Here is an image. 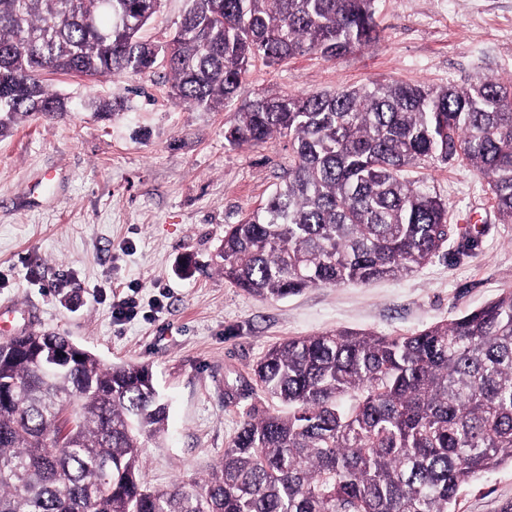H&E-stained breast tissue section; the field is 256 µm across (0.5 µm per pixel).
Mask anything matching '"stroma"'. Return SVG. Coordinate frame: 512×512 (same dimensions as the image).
Listing matches in <instances>:
<instances>
[{"instance_id": "35a3bbf8", "label": "stroma", "mask_w": 512, "mask_h": 512, "mask_svg": "<svg viewBox=\"0 0 512 512\" xmlns=\"http://www.w3.org/2000/svg\"><path fill=\"white\" fill-rule=\"evenodd\" d=\"M187 0H161L143 39L168 41ZM378 41L327 61L299 55L278 67L251 61L241 100L254 92L315 93L373 81L463 85L476 74L512 78V0H378ZM151 78L50 76L54 90L128 99L109 117L86 108L32 116L0 137V310L17 329L67 336L102 363L151 368L169 403L168 433L143 448L155 487L206 477L264 396L227 399V385L273 344L336 327L410 334L512 289V224L488 204L465 165L429 169L458 234L418 271L367 286L309 288L263 300L225 281L217 249L226 225L265 203L291 148L275 137L233 149L232 113L204 112L170 94L165 63ZM479 231L461 248V230ZM70 286L55 285L57 276ZM139 284V314L112 318L125 286ZM512 501V465L463 487L455 512H499Z\"/></svg>"}]
</instances>
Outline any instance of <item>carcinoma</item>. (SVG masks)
I'll use <instances>...</instances> for the list:
<instances>
[{
	"instance_id": "1",
	"label": "carcinoma",
	"mask_w": 512,
	"mask_h": 512,
	"mask_svg": "<svg viewBox=\"0 0 512 512\" xmlns=\"http://www.w3.org/2000/svg\"><path fill=\"white\" fill-rule=\"evenodd\" d=\"M378 0H189L166 60L174 98L234 112L224 140L288 139V174L224 228V280L280 300L368 285L427 265L448 241V201L422 169L460 162L512 224V79L399 81L306 95L257 93L232 110L251 59L330 61L376 41ZM159 0H0V136L75 112L44 73H154L141 29ZM72 341H0V512H452L460 487L512 464V289L400 336L336 328L273 345L241 390L257 409L208 476L141 480L167 404L145 366L102 364Z\"/></svg>"
}]
</instances>
